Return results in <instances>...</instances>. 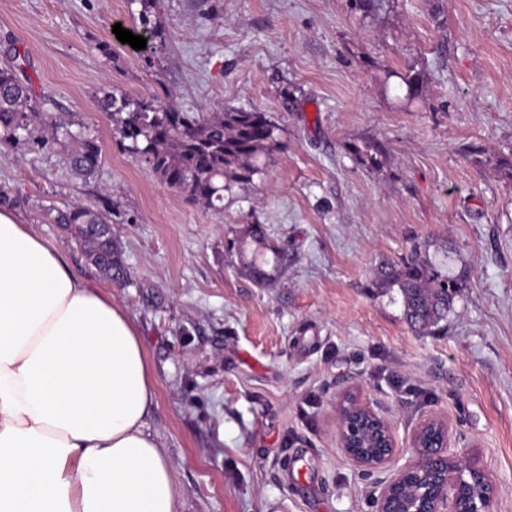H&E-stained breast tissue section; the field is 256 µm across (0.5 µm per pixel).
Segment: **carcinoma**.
Returning a JSON list of instances; mask_svg holds the SVG:
<instances>
[{"mask_svg": "<svg viewBox=\"0 0 512 512\" xmlns=\"http://www.w3.org/2000/svg\"><path fill=\"white\" fill-rule=\"evenodd\" d=\"M112 120L123 150L138 155L148 172L178 190L187 201L224 208V193L235 184L250 183L262 171L260 158L280 146L279 125L255 110L182 112L163 105L158 96L131 97L109 92L99 102ZM41 122L72 144L66 163L80 177L95 174L102 149L90 136L74 134L40 110L38 96L20 65L0 67V145L31 133ZM361 163L381 162L382 149L373 142L355 147ZM53 223L68 231L88 261L102 275L122 267L121 252L106 225L112 223V200L90 208L73 203L56 211ZM239 265L265 286L280 275L284 256L266 237L262 225L248 224L238 238ZM376 286L400 297L403 318L411 329L429 333L447 320L463 278L442 273L428 253L416 245L399 263L384 264L374 273Z\"/></svg>", "mask_w": 512, "mask_h": 512, "instance_id": "obj_1", "label": "carcinoma"}]
</instances>
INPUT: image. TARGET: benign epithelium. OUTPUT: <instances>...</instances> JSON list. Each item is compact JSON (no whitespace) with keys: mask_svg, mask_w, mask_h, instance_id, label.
I'll return each mask as SVG.
<instances>
[{"mask_svg":"<svg viewBox=\"0 0 512 512\" xmlns=\"http://www.w3.org/2000/svg\"><path fill=\"white\" fill-rule=\"evenodd\" d=\"M336 440L345 458L363 473H387L376 482L377 512H492L496 483L477 461L451 451L448 423L438 416L420 420L411 436L412 456L393 470L395 427L352 385L336 401ZM476 482L490 492L478 499L467 497L465 487ZM407 484L417 488L413 500L399 494Z\"/></svg>","mask_w":512,"mask_h":512,"instance_id":"1","label":"benign epithelium"}]
</instances>
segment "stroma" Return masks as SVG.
Masks as SVG:
<instances>
[{"label":"stroma","instance_id":"obj_1","mask_svg":"<svg viewBox=\"0 0 512 512\" xmlns=\"http://www.w3.org/2000/svg\"><path fill=\"white\" fill-rule=\"evenodd\" d=\"M140 0H0V66L18 54L42 108L95 137L89 178L68 142L0 146L13 212L136 321L157 407L146 427L181 512H375L336 441L348 384L390 419L399 456L425 416L512 512V0H154L164 44L145 66L118 41ZM109 52H102V44ZM420 78L409 94L400 75ZM191 112L258 110L280 125L265 171L214 210L121 149L104 91ZM386 152L379 167L353 145ZM112 199L123 268L106 278L51 218ZM261 224L285 255L261 288L234 242ZM424 244L466 286L415 333L374 271Z\"/></svg>","mask_w":512,"mask_h":512}]
</instances>
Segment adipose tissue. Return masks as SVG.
<instances>
[{"instance_id": "1", "label": "adipose tissue", "mask_w": 512, "mask_h": 512, "mask_svg": "<svg viewBox=\"0 0 512 512\" xmlns=\"http://www.w3.org/2000/svg\"><path fill=\"white\" fill-rule=\"evenodd\" d=\"M156 404L111 289L0 211V512H178Z\"/></svg>"}]
</instances>
